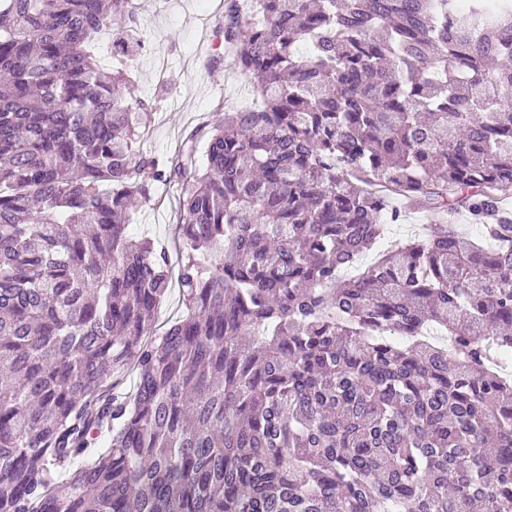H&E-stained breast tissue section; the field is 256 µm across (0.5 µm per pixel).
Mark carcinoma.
I'll return each instance as SVG.
<instances>
[{
    "label": "carcinoma",
    "mask_w": 512,
    "mask_h": 512,
    "mask_svg": "<svg viewBox=\"0 0 512 512\" xmlns=\"http://www.w3.org/2000/svg\"><path fill=\"white\" fill-rule=\"evenodd\" d=\"M217 33L257 105L161 160L137 0H0V512H512V0H225ZM393 199L481 236L364 264ZM179 196L177 183L159 186L150 203L137 210L130 226L133 237L148 236L166 248L173 264L176 260ZM176 269L173 270V284L169 291V294L165 300L158 307L155 314V324L156 328L166 326L170 321L179 317L182 314V306L179 301V290L176 281L174 278L176 277Z\"/></svg>",
    "instance_id": "cac0c4a2"
}]
</instances>
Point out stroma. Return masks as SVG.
<instances>
[{
  "instance_id": "35a3bbf8",
  "label": "stroma",
  "mask_w": 512,
  "mask_h": 512,
  "mask_svg": "<svg viewBox=\"0 0 512 512\" xmlns=\"http://www.w3.org/2000/svg\"><path fill=\"white\" fill-rule=\"evenodd\" d=\"M223 14L224 0H141L145 49L136 85L157 101L145 146L159 158L171 156L193 128L254 103L248 77L210 64L220 50L216 27ZM179 196L177 184L158 187L137 210L131 235L174 250Z\"/></svg>"
}]
</instances>
